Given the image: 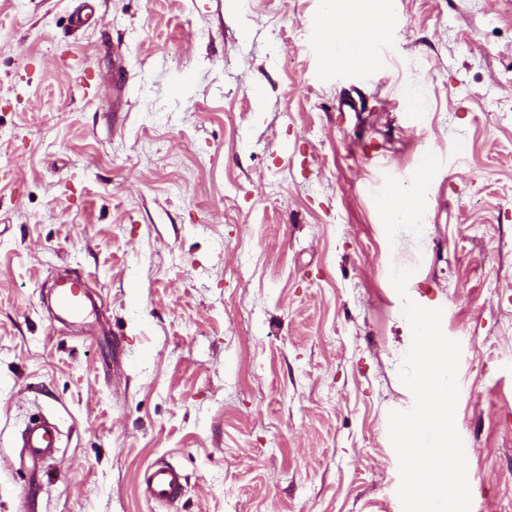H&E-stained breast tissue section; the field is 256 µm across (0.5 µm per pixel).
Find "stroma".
<instances>
[{
  "instance_id": "35a3bbf8",
  "label": "stroma",
  "mask_w": 512,
  "mask_h": 512,
  "mask_svg": "<svg viewBox=\"0 0 512 512\" xmlns=\"http://www.w3.org/2000/svg\"><path fill=\"white\" fill-rule=\"evenodd\" d=\"M391 4L336 71L323 0H0V512H402L407 298L461 346L471 512H512V0ZM66 274L98 324L51 320ZM426 171L417 182L420 173L416 171L404 177L405 181L417 182L414 188L404 198L400 195H392L389 199V213L397 224H407L415 222L422 214L421 199L426 185ZM24 460L33 470L53 460L59 448L57 426L47 418L29 421L22 435ZM139 485L148 501L173 505L185 493L186 478L176 467L156 461L142 470Z\"/></svg>"
}]
</instances>
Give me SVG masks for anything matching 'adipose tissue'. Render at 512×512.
<instances>
[{
  "label": "adipose tissue",
  "instance_id": "obj_1",
  "mask_svg": "<svg viewBox=\"0 0 512 512\" xmlns=\"http://www.w3.org/2000/svg\"><path fill=\"white\" fill-rule=\"evenodd\" d=\"M326 11L336 14V23L320 32L328 50L324 61L329 68L345 69L369 65L371 48L385 39L386 15L376 0H325Z\"/></svg>",
  "mask_w": 512,
  "mask_h": 512
}]
</instances>
